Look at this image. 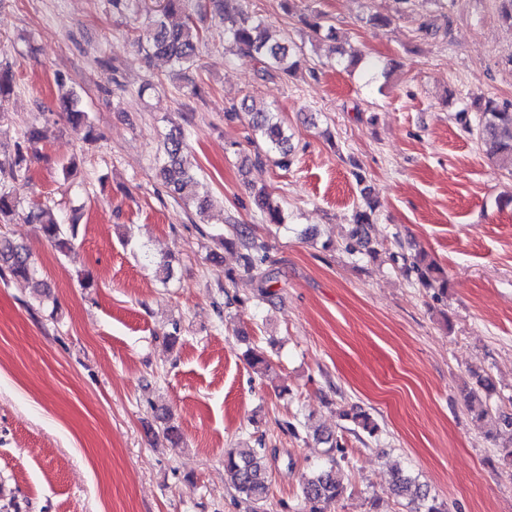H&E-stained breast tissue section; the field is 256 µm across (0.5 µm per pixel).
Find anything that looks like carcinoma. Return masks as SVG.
Masks as SVG:
<instances>
[{"label": "carcinoma", "instance_id": "1", "mask_svg": "<svg viewBox=\"0 0 512 512\" xmlns=\"http://www.w3.org/2000/svg\"><path fill=\"white\" fill-rule=\"evenodd\" d=\"M215 9L224 20V40L230 42L236 52L253 59L258 64V75L263 80L286 79L293 76L298 67L294 48L283 38L275 39L269 32V24L260 18L245 15L240 0H215ZM306 24L316 37L336 39V29L323 24L319 15L306 19ZM138 51L147 62L164 59L181 70L199 68L200 32L189 20L180 25H167L163 19H155L150 27L138 35ZM61 108L67 121L76 130L84 131V140L95 139L94 123L89 113L79 105V97L64 98ZM475 120L468 113H459V120L468 133L476 136L488 158L506 168L512 169V105H500L492 98L475 101ZM246 114L251 131V142H262L264 150H256L253 163L263 164L271 156L276 163L287 167L291 147L290 137L278 116L268 107L242 101L240 106H231L227 115ZM41 139V131L32 124L21 134L13 149L0 157V224L13 214L15 197L11 184L29 179L28 156L32 146ZM188 143L184 130L178 128L168 133L159 149L158 175L168 193L185 200L196 214L204 216L213 206V197L203 189L200 169L193 167L186 157ZM255 204L267 224L281 225L284 218L280 205L270 195L260 191L255 195ZM376 204L368 201L354 210L353 221L357 226L372 223ZM28 222L42 225L45 237L65 252L77 237V219L64 224L53 218L42 208L35 207L28 212ZM224 247H241L243 272L249 275L261 292L267 296L270 283L277 279L276 273L267 265L268 244L237 227L221 238ZM410 271L427 287L448 291V277L433 262L426 261L420 254L414 258ZM0 280L16 283L33 290L36 297L45 294L46 285L38 278V271L30 260L28 249L6 234L0 233ZM476 387L465 393V401L475 416L485 419L491 416L489 406L483 402L479 391L490 395L495 384L487 374L474 373ZM509 436L497 448L502 465L512 468V417L501 420ZM318 441L327 445L321 461L315 465V473L302 487L304 512H324L323 505L336 501L345 491L342 479V462L346 459L344 444L334 434L318 435ZM264 448L231 449L224 453V474L227 484L239 496L251 503L252 512H263L268 496ZM390 492L396 498L406 501L409 512H448V503L430 494L425 485L402 470L393 473Z\"/></svg>", "mask_w": 512, "mask_h": 512}]
</instances>
